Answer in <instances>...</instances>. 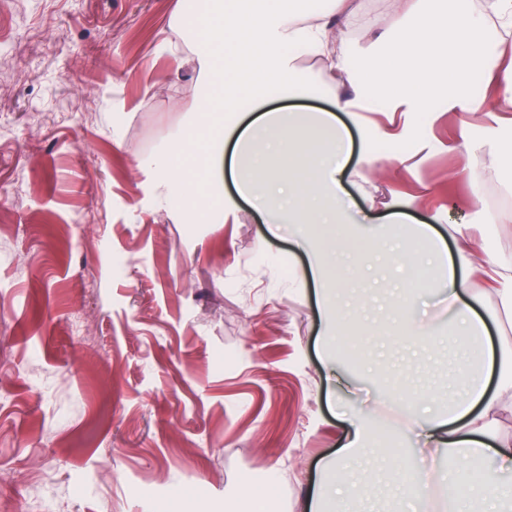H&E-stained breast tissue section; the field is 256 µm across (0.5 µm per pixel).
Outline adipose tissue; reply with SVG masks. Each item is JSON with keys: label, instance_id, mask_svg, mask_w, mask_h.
<instances>
[{"label": "adipose tissue", "instance_id": "1", "mask_svg": "<svg viewBox=\"0 0 512 512\" xmlns=\"http://www.w3.org/2000/svg\"><path fill=\"white\" fill-rule=\"evenodd\" d=\"M417 2L416 30H396L384 53L363 55L342 40L332 47L326 43L329 28L338 23L336 0H289L285 6L269 0H178L172 30L197 36V53L209 70L203 98L207 110L219 115L207 141L206 167L217 160L212 147L232 141L228 170L241 197L276 207L283 224L308 216L332 224L347 163L340 154L347 132L337 113L372 101L379 91L389 111L414 121L427 115L437 93L450 112L487 115L495 105L512 111V61H505L502 50L512 36V0H450L445 9L431 8V0ZM303 50L327 55L323 82L299 75L296 62ZM476 74L491 98L468 93ZM342 76L352 95L338 92ZM332 90L337 96L331 111L267 107L274 98L310 100ZM314 141L321 146L320 158L305 168L304 181L272 176L273 165L284 158L290 168H304L303 153ZM471 230L468 224L455 226L448 250L433 225L418 227L435 259L437 279L447 285L460 355L449 367L446 410L416 420L414 428L428 456L441 452L456 465L451 474L435 472L432 482L402 491L395 512H407L414 498L424 512H471L474 504L499 512L512 506V482L502 478L512 472V441L497 428L501 416L512 415V338L501 337L497 348H488L489 326L480 314L492 294L496 316L512 319V261L491 253L476 260ZM478 275L484 287H473ZM346 427L345 441L336 458L321 467L304 512H354L361 478L346 463L375 447L379 429L368 411L347 420Z\"/></svg>", "mask_w": 512, "mask_h": 512}]
</instances>
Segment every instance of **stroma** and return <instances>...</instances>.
Wrapping results in <instances>:
<instances>
[{
    "label": "stroma",
    "mask_w": 512,
    "mask_h": 512,
    "mask_svg": "<svg viewBox=\"0 0 512 512\" xmlns=\"http://www.w3.org/2000/svg\"><path fill=\"white\" fill-rule=\"evenodd\" d=\"M177 0H0V512H245L243 478L273 512H301L322 460L343 442V415L377 406L393 438L356 493V512H389L397 471L447 469L421 457L387 384L448 397L447 294L432 284L419 222L441 233L480 224L476 254L512 257V229L486 203L512 193L489 168L512 123L461 119L434 103L406 130L404 160L374 162L363 129L383 109L343 112L351 137L340 221L367 252L344 289L359 315L318 302L324 283L306 248L314 224H274L223 176V205L186 215L163 202L142 160L194 131L204 78L172 38ZM401 0H365L329 31L361 53L412 24ZM478 181L461 176L463 142ZM401 194V213L388 208ZM411 278L406 315L438 339L412 352L399 336L395 289Z\"/></svg>",
    "instance_id": "1"
}]
</instances>
